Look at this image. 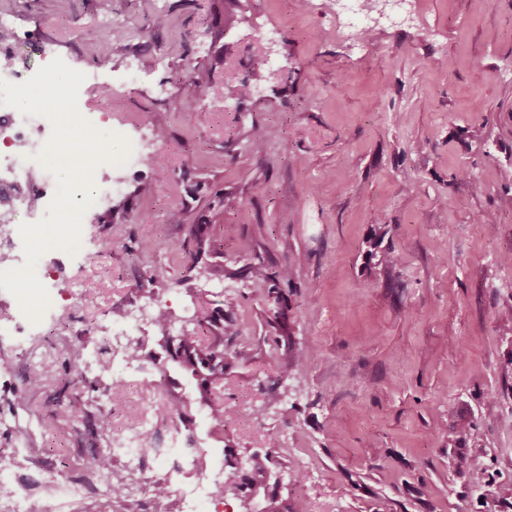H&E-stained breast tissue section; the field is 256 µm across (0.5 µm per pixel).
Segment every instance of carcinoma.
<instances>
[{"mask_svg": "<svg viewBox=\"0 0 512 512\" xmlns=\"http://www.w3.org/2000/svg\"><path fill=\"white\" fill-rule=\"evenodd\" d=\"M156 327L162 333L158 337V346L162 355L152 356L159 377L156 388L165 394L171 393L170 368H175L194 386V396L188 400L170 401L178 418L193 417L192 409H206L217 423V430L224 431V421L232 417L233 409L221 401V389L224 388V375L238 361V352L224 349V336L234 338L242 329L228 331L224 326V305L202 311L191 319L190 325L172 330V318L168 310L162 308L156 317ZM76 379L95 387V383L111 376L112 364L98 363L96 381L85 379V367L73 364ZM124 384L114 379L104 387L107 408L98 410L100 435L105 442L112 443V406L123 399ZM276 461L266 452H254L242 458L234 448L224 449V483L220 490L231 495H251L263 490L265 505L263 512H282L277 488L280 480L275 472Z\"/></svg>", "mask_w": 512, "mask_h": 512, "instance_id": "obj_1", "label": "carcinoma"}]
</instances>
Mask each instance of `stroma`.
<instances>
[{"mask_svg": "<svg viewBox=\"0 0 512 512\" xmlns=\"http://www.w3.org/2000/svg\"><path fill=\"white\" fill-rule=\"evenodd\" d=\"M416 6L422 26L374 29L354 54L300 0H168L161 29L154 0H0L89 74L77 101L89 123L154 135L151 162L83 217L70 275L91 294L21 354L0 352V383L44 379L0 451L38 449L63 475L90 460L97 417L82 410L92 391L74 383L70 354L98 357L107 326L147 294L180 322L230 299L247 327L228 343L241 355L221 393L234 415L219 437L195 413L211 459L228 445L303 472L279 490L288 512H512V0ZM103 15L122 36H105ZM260 44L281 57L277 71L262 68ZM131 55L154 80L212 91L158 99L121 84ZM229 77L258 95L228 94ZM195 224L211 243L200 257L211 288L190 270ZM392 248L400 262H381ZM258 262L289 271L279 287L302 362L275 349L266 286L246 273ZM159 264L168 278L150 282ZM112 374L126 385L113 432L145 416L166 447L177 419L165 395L152 378Z\"/></svg>", "mask_w": 512, "mask_h": 512, "instance_id": "stroma-1", "label": "stroma"}]
</instances>
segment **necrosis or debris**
<instances>
[{"label": "necrosis or debris", "mask_w": 512, "mask_h": 512, "mask_svg": "<svg viewBox=\"0 0 512 512\" xmlns=\"http://www.w3.org/2000/svg\"><path fill=\"white\" fill-rule=\"evenodd\" d=\"M415 0H385L377 6L373 0H325L328 17L336 24V33L351 50L363 48V33L377 27L405 31L418 25ZM29 39L16 24L11 12L0 10V78L20 83L32 75L23 62V49ZM51 134L50 122L41 116H28L17 109L0 105V271L21 267L25 262L23 242L19 233L21 222L34 223L47 214L56 192V182L35 159ZM132 151L125 165L100 171L95 175L96 199L105 201L118 192L129 172L148 158L141 137H131ZM70 255L60 251L41 257L36 272L48 291L51 305L34 324L14 306L15 298L0 290V345L11 343L23 349L40 335L44 324L52 322L61 300L65 299L69 281ZM142 428H133L113 436L111 456L119 461L125 473L139 475L135 491L139 504L155 498L160 487L170 488V512H199L201 505L217 508L223 502L218 488L223 481L222 469L200 467L196 450L199 443L188 427L177 428L164 453L160 471L142 478L146 455L141 450ZM33 451L17 448L0 455V512H43L51 504L52 512H102L95 489L104 488L105 480L96 468H89L79 477L44 475L37 487L20 481L17 472L31 464Z\"/></svg>", "instance_id": "obj_1"}]
</instances>
